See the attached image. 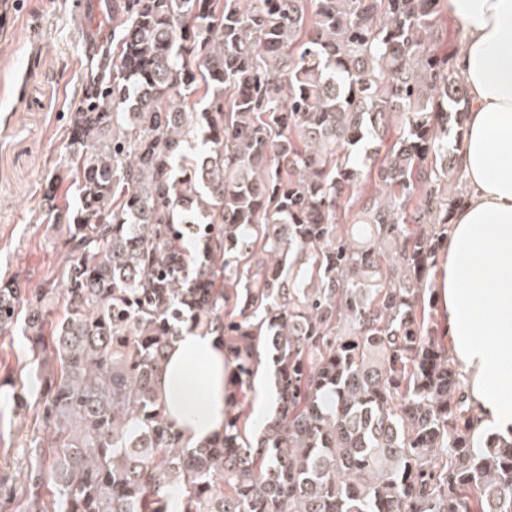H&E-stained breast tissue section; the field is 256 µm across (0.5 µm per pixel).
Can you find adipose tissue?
I'll list each match as a JSON object with an SVG mask.
<instances>
[{
  "mask_svg": "<svg viewBox=\"0 0 512 512\" xmlns=\"http://www.w3.org/2000/svg\"><path fill=\"white\" fill-rule=\"evenodd\" d=\"M465 32L454 69L468 92L457 166L468 197L452 217L438 277L444 331L464 373L474 436L512 439V0H446ZM224 350L182 332L158 386L183 442L224 431Z\"/></svg>",
  "mask_w": 512,
  "mask_h": 512,
  "instance_id": "ef3b65f1",
  "label": "adipose tissue"
}]
</instances>
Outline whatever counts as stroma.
<instances>
[{
  "instance_id": "1",
  "label": "stroma",
  "mask_w": 512,
  "mask_h": 512,
  "mask_svg": "<svg viewBox=\"0 0 512 512\" xmlns=\"http://www.w3.org/2000/svg\"><path fill=\"white\" fill-rule=\"evenodd\" d=\"M69 0L0 7V275L35 287L54 264L53 213L44 199L69 156V120L85 81L112 62V17L89 13L73 34ZM40 368L25 336L0 335V512H27L36 443Z\"/></svg>"
}]
</instances>
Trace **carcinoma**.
I'll list each match as a JSON object with an SVG mask.
<instances>
[{"label": "carcinoma", "instance_id": "1", "mask_svg": "<svg viewBox=\"0 0 512 512\" xmlns=\"http://www.w3.org/2000/svg\"><path fill=\"white\" fill-rule=\"evenodd\" d=\"M445 11L113 0L120 54L70 122L57 262L36 288L0 279V333L55 360L33 512L50 485L54 512H512V440L474 447L429 282L462 204ZM184 329L232 365L224 434L196 447L157 385ZM248 410L251 414L253 429L262 431L265 419L273 411V390L268 376L260 372L248 394Z\"/></svg>", "mask_w": 512, "mask_h": 512}]
</instances>
